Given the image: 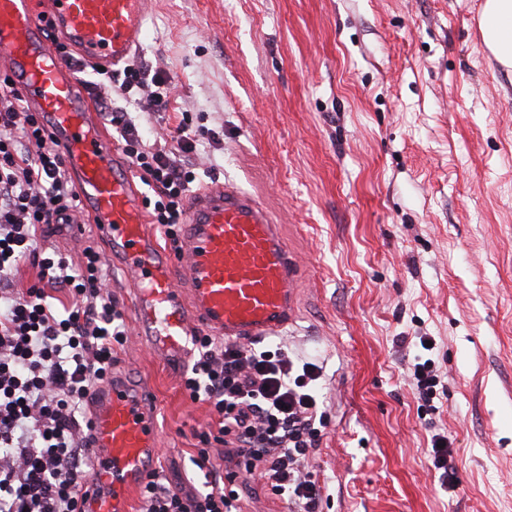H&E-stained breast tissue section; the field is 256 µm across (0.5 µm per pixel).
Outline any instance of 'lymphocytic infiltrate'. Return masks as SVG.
I'll return each instance as SVG.
<instances>
[{"label": "lymphocytic infiltrate", "mask_w": 512, "mask_h": 512, "mask_svg": "<svg viewBox=\"0 0 512 512\" xmlns=\"http://www.w3.org/2000/svg\"><path fill=\"white\" fill-rule=\"evenodd\" d=\"M122 81L91 82L105 120L127 142L141 136L110 93L164 102L166 79L144 83L134 66ZM197 141L179 126L169 144L131 156L157 194L150 213L166 236L184 215L192 172L177 154ZM80 196L40 118L25 104L11 76L0 74V512H82L83 479L91 464L88 427L78 413L94 383L112 372L113 351L125 338L119 302L108 291L100 256L85 248L80 266L45 256L55 225L72 223ZM39 268V281L16 288L20 266ZM62 305H54L55 295ZM316 365L269 351L198 339L183 387L206 402L224 439L229 468L217 470L209 449L192 461L201 491L187 493L152 475L141 488L138 512H239L240 484L257 480L287 496L298 512H319L322 488L308 469L325 419L312 382Z\"/></svg>", "instance_id": "lymphocytic-infiltrate-1"}]
</instances>
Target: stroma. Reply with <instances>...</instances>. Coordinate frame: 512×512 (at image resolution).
Here are the masks:
<instances>
[{
  "label": "stroma",
  "instance_id": "35a3bbf8",
  "mask_svg": "<svg viewBox=\"0 0 512 512\" xmlns=\"http://www.w3.org/2000/svg\"><path fill=\"white\" fill-rule=\"evenodd\" d=\"M483 2L154 0L134 62L168 103L113 100L147 145L190 123L192 190L259 196L301 260L297 319L266 347L323 368L322 512H512V68ZM89 245L128 302L92 224L50 242L75 265ZM426 359L444 388L424 406L408 374ZM116 367L153 383L164 477L201 489L210 407L135 337ZM436 433L456 488L431 468Z\"/></svg>",
  "mask_w": 512,
  "mask_h": 512
}]
</instances>
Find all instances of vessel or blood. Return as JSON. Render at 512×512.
Wrapping results in <instances>:
<instances>
[{"mask_svg": "<svg viewBox=\"0 0 512 512\" xmlns=\"http://www.w3.org/2000/svg\"><path fill=\"white\" fill-rule=\"evenodd\" d=\"M149 0H0L5 66L79 187L85 216L133 288L138 334L172 367L196 334L262 342L292 322L301 266L267 208L230 183L195 193L179 249L150 225L132 172L80 91L76 63L113 70L146 38ZM88 512H131L159 456L158 401L148 380L113 371L90 392Z\"/></svg>", "mask_w": 512, "mask_h": 512, "instance_id": "obj_1", "label": "vessel or blood"}]
</instances>
